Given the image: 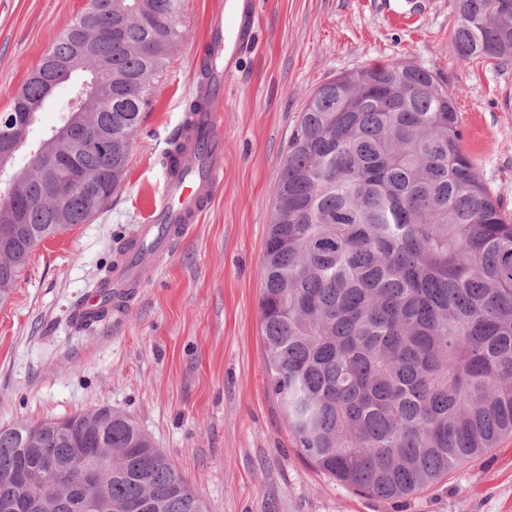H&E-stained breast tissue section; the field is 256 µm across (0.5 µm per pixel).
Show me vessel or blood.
<instances>
[{"instance_id": "1", "label": "vessel or blood", "mask_w": 512, "mask_h": 512, "mask_svg": "<svg viewBox=\"0 0 512 512\" xmlns=\"http://www.w3.org/2000/svg\"><path fill=\"white\" fill-rule=\"evenodd\" d=\"M255 11L256 0H219L208 16L207 42L215 48L218 59L213 80L216 98L224 96V80L231 73L230 62L253 42ZM222 123L223 113L218 106L198 116L196 127L212 147L207 161H200L195 142H188L178 168L167 172L164 189L149 220L130 237L124 259L109 275L111 299H104L98 290L86 295L80 307L86 320L97 321L105 305L117 309L132 300L146 271L154 269L161 258L201 223L224 181Z\"/></svg>"}]
</instances>
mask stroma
<instances>
[{"instance_id": "stroma-1", "label": "stroma", "mask_w": 512, "mask_h": 512, "mask_svg": "<svg viewBox=\"0 0 512 512\" xmlns=\"http://www.w3.org/2000/svg\"><path fill=\"white\" fill-rule=\"evenodd\" d=\"M214 0H183L173 50L133 142L125 181L89 223L40 243L0 304V428L109 406L192 482L207 512H512V439L401 499L360 494L308 460L269 389L259 270L272 189L312 91L406 60L455 94L462 146L512 211V60H461L453 0H258L253 43L224 82V182L194 234L119 313L72 320L119 242L145 223L162 159L196 91ZM84 0H0V111ZM57 89L15 156L57 126Z\"/></svg>"}]
</instances>
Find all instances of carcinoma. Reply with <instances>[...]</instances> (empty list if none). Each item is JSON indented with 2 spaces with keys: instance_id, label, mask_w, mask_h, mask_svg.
<instances>
[{
  "instance_id": "cac0c4a2",
  "label": "carcinoma",
  "mask_w": 512,
  "mask_h": 512,
  "mask_svg": "<svg viewBox=\"0 0 512 512\" xmlns=\"http://www.w3.org/2000/svg\"><path fill=\"white\" fill-rule=\"evenodd\" d=\"M89 51L59 125L9 195L22 210L0 247V303L34 248L95 218L123 184L142 114L172 49L186 38L182 0H101ZM458 57L512 59V0H454ZM200 81L186 107L214 106ZM29 134L50 96L29 77ZM112 149L76 152L106 117ZM14 108L0 137L18 132ZM454 96L407 61L343 73L312 91L273 189L261 281V333L272 394L315 467L358 493L405 498L512 438V213L462 148ZM66 156L89 187L62 206L42 160ZM69 448L112 457L103 512H206L188 479L125 413L110 407L0 428V500L24 465L42 474ZM51 512H82L70 480L37 483Z\"/></svg>"
}]
</instances>
